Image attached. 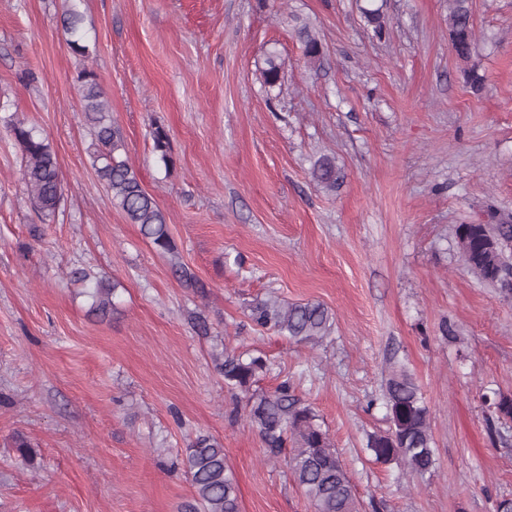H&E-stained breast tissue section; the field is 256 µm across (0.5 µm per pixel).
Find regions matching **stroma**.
Returning a JSON list of instances; mask_svg holds the SVG:
<instances>
[{"instance_id":"stroma-1","label":"stroma","mask_w":512,"mask_h":512,"mask_svg":"<svg viewBox=\"0 0 512 512\" xmlns=\"http://www.w3.org/2000/svg\"><path fill=\"white\" fill-rule=\"evenodd\" d=\"M76 5L88 56L63 13ZM359 0H0V512H179L175 461L196 436L224 446L241 512H313L267 458L215 370L214 345L266 358L256 387L289 381L334 444L363 512H495L512 499V294L465 267L456 228L512 215V0H472L482 42L466 83L448 0H384L382 35ZM323 46L310 68L293 17ZM281 82L264 84L266 44ZM91 70L127 157L166 215L172 252L111 204L91 155L78 76ZM45 137L64 181L42 219L11 132ZM168 134V161L152 132ZM335 157L336 189L312 181ZM185 264L198 285L175 273ZM117 285L89 315L72 273ZM270 297L333 312L322 343L255 330ZM206 317L209 335L191 324ZM420 386L437 464H377L390 367ZM39 466H20L15 433Z\"/></svg>"}]
</instances>
